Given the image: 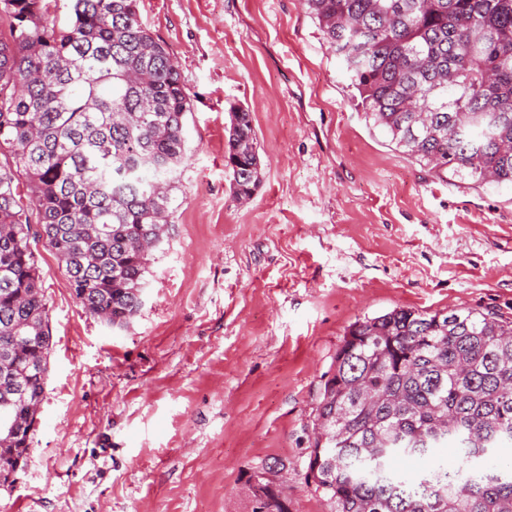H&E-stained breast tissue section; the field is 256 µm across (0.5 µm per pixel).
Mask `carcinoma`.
Wrapping results in <instances>:
<instances>
[{"mask_svg": "<svg viewBox=\"0 0 512 512\" xmlns=\"http://www.w3.org/2000/svg\"><path fill=\"white\" fill-rule=\"evenodd\" d=\"M139 0H0V421L34 418L52 347L34 244L83 309L138 314L172 223L191 100ZM361 107L439 178L512 183V0H303ZM236 199L261 182L253 119L231 109ZM315 419V492L330 512H512V321L395 308L353 323ZM33 435L0 441V469ZM458 449L410 481L392 459ZM252 512H288L264 485Z\"/></svg>", "mask_w": 512, "mask_h": 512, "instance_id": "1", "label": "carcinoma"}]
</instances>
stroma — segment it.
Here are the masks:
<instances>
[{"instance_id":"obj_1","label":"stroma","mask_w":512,"mask_h":512,"mask_svg":"<svg viewBox=\"0 0 512 512\" xmlns=\"http://www.w3.org/2000/svg\"><path fill=\"white\" fill-rule=\"evenodd\" d=\"M140 17L191 99L173 222L122 328L40 249L49 376L0 512H252L249 478L281 465L288 512H330L305 474L349 325L397 307L512 320V184L441 179L397 149L300 0H140ZM234 105L262 172L244 206ZM224 159L231 172L235 198L249 199L261 182V169L253 119L251 113L240 106L231 109Z\"/></svg>"}]
</instances>
